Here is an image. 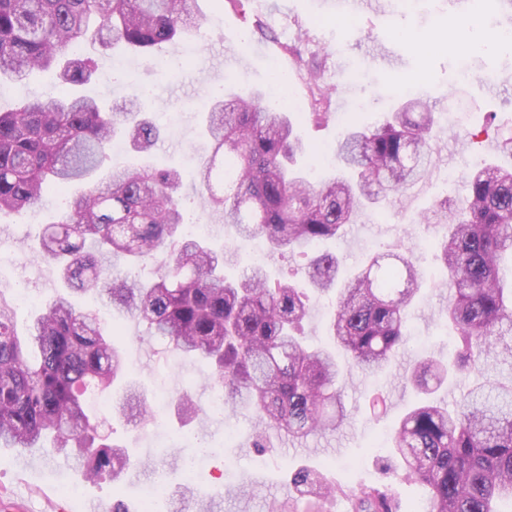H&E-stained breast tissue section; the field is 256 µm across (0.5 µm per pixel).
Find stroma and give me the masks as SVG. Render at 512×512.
I'll list each match as a JSON object with an SVG mask.
<instances>
[{
  "instance_id": "35a3bbf8",
  "label": "stroma",
  "mask_w": 512,
  "mask_h": 512,
  "mask_svg": "<svg viewBox=\"0 0 512 512\" xmlns=\"http://www.w3.org/2000/svg\"><path fill=\"white\" fill-rule=\"evenodd\" d=\"M193 11L206 35L201 42L186 38L199 49L196 59L166 73L160 60L178 57L183 44H164L145 56L115 54L87 40L80 51L95 60L96 71L84 90L107 111L149 92L145 108L162 140L153 154L130 150L119 159L183 171L178 198L185 219L208 225L206 238L228 258L227 272H236L253 250L262 248L257 240L242 242L234 225L200 205L201 191L188 165L204 153L201 111L218 91L236 85L265 90L276 85V73H287L278 94L298 123L306 145L299 164L313 180L329 175L322 155L333 152L337 137L355 120H381L411 92L425 95L433 105L431 174L402 202L366 212L331 244L352 269L371 251L400 248L418 265L426 286L411 310L408 343L381 374L354 375L343 396L348 419L339 431L304 439L271 431L265 447L258 448L252 415L231 408L220 416L208 411L211 372L204 363L174 355L165 339L149 336L144 325L95 295H74L77 306L96 311L107 327L116 329V344L141 379L151 408L163 410L166 427L158 432L148 422L112 421L113 441L132 448L144 463L117 489L107 481H84L74 469L75 459L42 450L21 455L0 447V512H86L88 502L108 507L118 499L139 504L141 486L155 474H163L170 488L182 485L183 472L169 458L192 454L196 435L206 438L209 452L198 463L195 494L211 503L213 512H272L285 501L292 512H312L307 496L289 483L302 467L323 471L328 483L346 491L384 489L398 512H416L426 497L424 488L403 477L397 458L381 443L394 434L416 399L403 385L410 364L425 351L445 358L454 350L453 338L435 318L448 303L447 289L436 285L433 242L438 232L419 216L444 197L463 195L474 163L496 157L494 128L512 120V41L494 42L490 35L512 28V16L499 9L497 0H397L384 16L349 10L345 0H247L241 9L231 0H195ZM228 50L238 59L229 69L224 66ZM319 61L324 64L322 83L334 89L322 127L309 120L315 102L308 81ZM60 90L50 73L35 71L20 82L2 77L0 107ZM459 143L465 156L453 154ZM119 159L107 157L96 181L108 180ZM83 190L75 184L68 194L47 195L24 215L0 214V300L15 308L20 334H28L38 309L62 289L56 268L36 257L43 228ZM184 392L202 410L189 424L172 405ZM378 393L386 398V410L371 405Z\"/></svg>"
}]
</instances>
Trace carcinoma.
Instances as JSON below:
<instances>
[{
    "instance_id": "obj_1",
    "label": "carcinoma",
    "mask_w": 512,
    "mask_h": 512,
    "mask_svg": "<svg viewBox=\"0 0 512 512\" xmlns=\"http://www.w3.org/2000/svg\"><path fill=\"white\" fill-rule=\"evenodd\" d=\"M191 0H0V76L53 70L68 91L28 98L0 110V211L17 214L46 193L90 178L121 133L148 154L160 131L137 99L103 111L79 87L95 62L73 52L82 39L100 46L146 50L168 44L196 25ZM254 90L217 97L204 115L206 155L197 170L205 205L244 238L261 237L272 251L307 254L343 237L366 204H378L426 179L434 166L428 102L407 103L376 126L350 127L336 142L339 170L315 184L292 169L303 140L281 105ZM174 168L120 167L94 183L48 224L41 256L69 288L37 314L27 336L15 312L0 303V447L19 453L43 447L78 459L90 481L118 485L131 471L129 450L101 432L86 394L108 397V410L137 408L152 416L123 353L97 316L75 307L71 294L90 292L145 324L148 333L204 362L224 405L249 410L266 430L296 438L334 432L345 422L343 388L352 371L375 375L408 342V310L422 274L403 254H376L353 274L339 255L322 252L308 285L334 291L328 325L332 346L304 342L299 326L309 296L291 279L273 280L249 264L224 274V253L186 236ZM440 224V286L448 289L442 324L456 336L448 360H418L406 377L430 395L448 379L475 383L452 406L426 398L402 416L392 438L404 476L423 485L429 512H498L512 499V381L490 383L493 363L512 359V168L477 166L466 194L421 214ZM155 266L147 280L115 272L116 261ZM301 493H329L322 473L300 470ZM352 512H395L377 488L350 491Z\"/></svg>"
}]
</instances>
